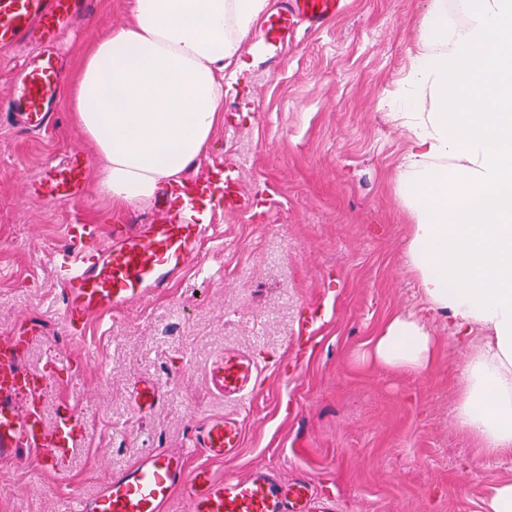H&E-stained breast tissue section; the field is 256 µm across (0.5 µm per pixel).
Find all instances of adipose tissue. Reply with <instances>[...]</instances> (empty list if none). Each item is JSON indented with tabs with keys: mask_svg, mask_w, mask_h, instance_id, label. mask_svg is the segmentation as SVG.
<instances>
[{
	"mask_svg": "<svg viewBox=\"0 0 512 512\" xmlns=\"http://www.w3.org/2000/svg\"><path fill=\"white\" fill-rule=\"evenodd\" d=\"M268 5L130 0L127 22L88 47L65 92L115 213L150 205L206 153L224 119V76ZM452 11L460 24L449 23ZM511 22L512 0H429L393 102L407 139L398 172L412 220L406 260L429 310L448 312L463 341L453 423L488 456L512 452ZM437 350L424 318L398 314L366 356L420 373Z\"/></svg>",
	"mask_w": 512,
	"mask_h": 512,
	"instance_id": "1",
	"label": "adipose tissue"
}]
</instances>
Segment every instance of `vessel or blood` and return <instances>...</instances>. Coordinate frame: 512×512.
Wrapping results in <instances>:
<instances>
[{"label":"vessel or blood","instance_id":"1","mask_svg":"<svg viewBox=\"0 0 512 512\" xmlns=\"http://www.w3.org/2000/svg\"><path fill=\"white\" fill-rule=\"evenodd\" d=\"M347 9L346 0H284L263 19L262 36L273 47L287 43L298 30H319ZM93 0H0V55L27 48L14 78L6 114L19 118L28 131L51 125L60 104L62 68L56 51L63 32L90 15ZM50 201L65 205L83 191L85 164L72 152L64 166H50L46 179ZM253 206L238 183L233 165L215 160L209 176L182 189L178 205L160 200L151 223L111 229L108 245L86 253L85 242L100 237L96 224H74L71 246L59 259L64 274L61 319L67 337L85 341L93 319L129 308L161 293L198 259L205 238L216 225L200 220L206 210L243 215ZM28 337L0 342V459L20 455L57 470L71 454L83 424L62 407L54 425H46L42 398L47 380L37 369L20 364ZM259 369L248 357L225 354L211 371L226 397L247 404ZM158 382L142 381L132 393L139 415L160 403ZM242 416L210 419L195 429L183 451L149 452L112 477L91 497L72 495L59 512H166L176 493H183L191 512H336L334 495L318 492L310 478H293L266 466L246 476L216 473L213 462L233 460L243 441Z\"/></svg>","mask_w":512,"mask_h":512}]
</instances>
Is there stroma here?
<instances>
[{
  "label": "stroma",
  "mask_w": 512,
  "mask_h": 512,
  "mask_svg": "<svg viewBox=\"0 0 512 512\" xmlns=\"http://www.w3.org/2000/svg\"><path fill=\"white\" fill-rule=\"evenodd\" d=\"M428 3L350 0L329 29L289 38L274 63L258 37L247 40L224 96L232 124L218 127L186 177H205L224 157L257 207L222 217L219 236L172 288L94 320L83 346L62 331L53 255L69 246L70 225L118 222L97 192L95 146L64 103L45 133L0 125V340L32 334L23 363L51 383L46 422L70 404L85 425L65 471L0 460V512H57L144 453L183 448L195 423L238 413L244 446L217 472L303 471L336 494L341 512H483L491 489L512 480V454L484 456L453 425L461 350L447 314L425 311L404 256L406 139L389 102ZM128 13L129 0H97L84 31L63 37L66 72ZM74 150L88 161L85 189L62 208L37 182ZM395 314L425 316L436 336L426 372L362 360ZM227 351L264 369L249 408L211 381ZM144 378L160 383L162 398L142 417L130 394Z\"/></svg>",
  "instance_id": "1"
}]
</instances>
